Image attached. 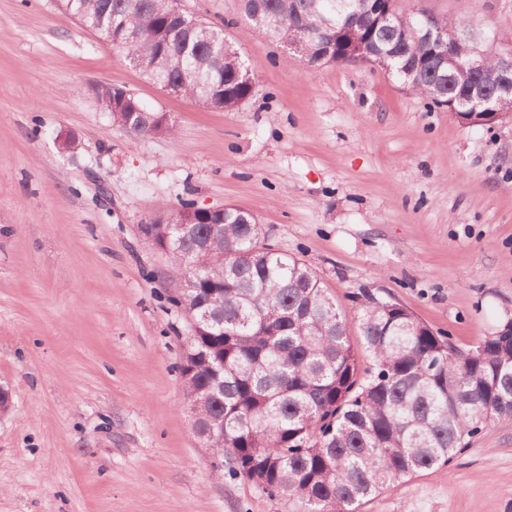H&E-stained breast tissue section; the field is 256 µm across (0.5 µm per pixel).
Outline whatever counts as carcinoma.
Segmentation results:
<instances>
[{
  "instance_id": "cac0c4a2",
  "label": "carcinoma",
  "mask_w": 512,
  "mask_h": 512,
  "mask_svg": "<svg viewBox=\"0 0 512 512\" xmlns=\"http://www.w3.org/2000/svg\"><path fill=\"white\" fill-rule=\"evenodd\" d=\"M178 0H56L58 9L112 45L145 76L180 84L182 95L234 110L253 93L254 64ZM245 17L265 37L288 42L292 24L324 18L297 35L310 66L357 62L362 44L387 55V74L436 108L467 99L470 87L492 88L499 60L471 69V44L456 36L468 19L431 16L456 66L444 63L424 35L426 12L390 5L387 19L360 0H242ZM95 97L114 124L138 136L175 134L165 114L114 86ZM488 106L512 117V95ZM183 231L145 224L146 243L169 253L172 280L196 279L191 306L211 318L191 329L181 364L186 394L198 406L205 447L268 496L301 512H358L364 499L422 470L450 464L467 440L512 419V327L467 349L455 347L409 309L363 293L355 316L370 366H360L345 312L306 263L264 243L263 225L247 209L194 216Z\"/></svg>"
}]
</instances>
